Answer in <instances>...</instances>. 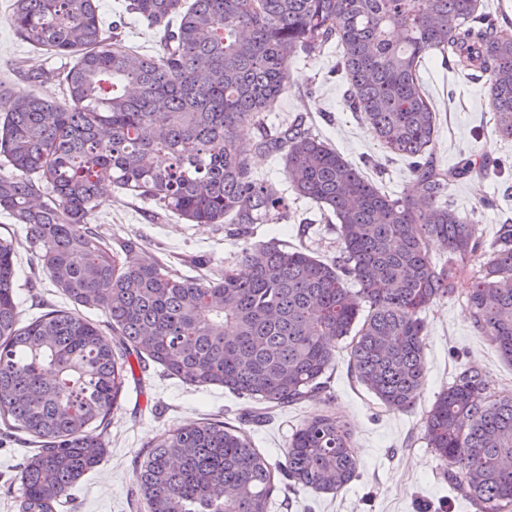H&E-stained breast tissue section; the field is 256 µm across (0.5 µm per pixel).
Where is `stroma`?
Wrapping results in <instances>:
<instances>
[{"label": "stroma", "mask_w": 512, "mask_h": 512, "mask_svg": "<svg viewBox=\"0 0 512 512\" xmlns=\"http://www.w3.org/2000/svg\"><path fill=\"white\" fill-rule=\"evenodd\" d=\"M12 4L13 0H0V88L15 96L60 97L58 85H36L27 75L60 67L64 58L46 55L15 36ZM99 4L104 23L122 20L123 44L152 53V31L133 18H119L121 0H99ZM336 55V48L331 47L316 59L293 63L288 88L269 112L268 121L278 125L297 114H307L314 134L361 166L363 174L386 193L400 194L410 187L409 161L386 152L355 114L346 110L347 83L335 73ZM420 76L437 112V164L448 170L471 158L498 169L489 176L471 173L448 186V199L455 210L474 218L484 239L493 240L501 225H512V139L495 132L485 81L471 75L464 63L430 55ZM290 204L288 217H266L256 224L254 240L276 239L292 246L303 242L315 257L335 256L336 232L315 204L295 198ZM151 210V205L109 189L95 221L106 236L137 239L140 255L164 258L179 270L195 259L205 260L212 268L238 264L239 243L229 236L228 225L156 220ZM0 234L16 240L17 293L25 311L35 312L40 299L60 301L50 280H43L38 292L28 289L37 272L27 262L24 227L0 215ZM423 318L426 376L413 411L386 408L354 383L348 375V353L340 351L329 391L333 408L353 432L359 475L335 494L280 487L272 498L273 512H473L450 490L444 464L424 439L423 418L437 396L467 366L485 372L497 395L512 394V365L476 331L465 297L440 302L426 310ZM243 407V399L224 388H194L150 372L144 378L143 393L128 390L112 413L107 453L71 491L67 512H146L144 507H131L130 499L135 470L157 436L203 417L234 421ZM323 411V403L316 400L288 408L267 425L250 428L251 440L271 464H281L292 432Z\"/></svg>", "instance_id": "1"}]
</instances>
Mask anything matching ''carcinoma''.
<instances>
[{
  "label": "carcinoma",
  "instance_id": "1",
  "mask_svg": "<svg viewBox=\"0 0 512 512\" xmlns=\"http://www.w3.org/2000/svg\"><path fill=\"white\" fill-rule=\"evenodd\" d=\"M98 11V0L13 3L19 37L75 56L67 69L34 73L60 86L65 107L0 90V213L25 225L31 264L72 303L22 321L13 239L0 236V443L33 446L20 463L18 512H55L101 461L132 355L248 399L245 416L260 423L328 402L332 341L350 336L351 377L407 412L425 377L422 314L461 292L479 333L512 363V225L488 242L449 203V181L478 167L434 162L437 113L419 75L431 53L464 62L488 83L496 131L512 138V31L478 0H122V13L158 34L152 55L123 45L115 25L105 37ZM332 44L346 108L410 160L403 195L382 191L306 116L266 124L290 65ZM244 124L260 134L241 140ZM257 153L282 156L296 198L334 215L335 258L252 241L254 224L289 211L288 197L254 176ZM107 184L188 224L230 225L248 273L188 277L128 257L133 239L112 247L91 223ZM432 239L448 253L440 264ZM423 424L457 496L476 512L512 506L511 396L467 367ZM276 470L293 487L347 486L359 462L345 420L330 411L307 420L275 467L245 428L207 417L161 433L136 483L148 512H269Z\"/></svg>",
  "mask_w": 512,
  "mask_h": 512
}]
</instances>
